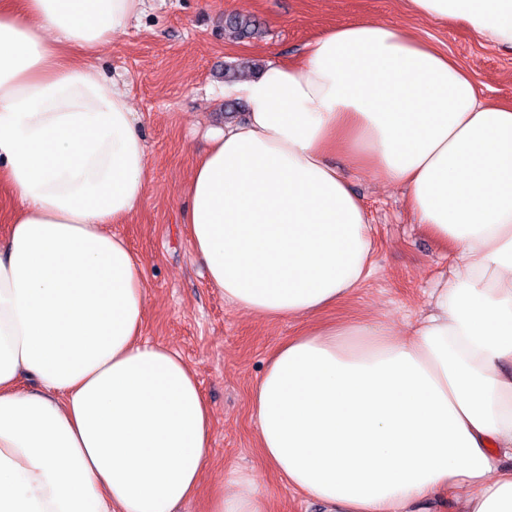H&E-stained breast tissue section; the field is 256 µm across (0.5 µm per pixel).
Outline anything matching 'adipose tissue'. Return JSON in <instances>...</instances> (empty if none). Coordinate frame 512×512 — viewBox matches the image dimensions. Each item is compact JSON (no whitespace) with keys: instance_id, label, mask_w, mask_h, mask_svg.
I'll list each match as a JSON object with an SVG mask.
<instances>
[{"instance_id":"obj_1","label":"adipose tissue","mask_w":512,"mask_h":512,"mask_svg":"<svg viewBox=\"0 0 512 512\" xmlns=\"http://www.w3.org/2000/svg\"><path fill=\"white\" fill-rule=\"evenodd\" d=\"M512 47V0H406ZM140 0H0V512H177L211 465L196 372L145 339L144 270L114 234L142 199L140 119L70 49L126 34ZM189 185L207 279L261 317L302 319L251 393L263 461L324 512H512V103L447 53L352 22L225 86ZM336 152L341 163L330 162ZM407 191L451 247L429 312L325 321L372 274L349 169ZM209 512H267L231 473Z\"/></svg>"}]
</instances>
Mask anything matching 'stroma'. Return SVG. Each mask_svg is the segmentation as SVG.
<instances>
[{"label":"stroma","instance_id":"1","mask_svg":"<svg viewBox=\"0 0 512 512\" xmlns=\"http://www.w3.org/2000/svg\"><path fill=\"white\" fill-rule=\"evenodd\" d=\"M228 14L256 18L261 35L229 39ZM355 21L392 25L430 43L454 57L487 96L512 101V49L421 18L403 0H143L127 34L86 55L139 112L148 149L144 197L126 222L112 227L144 262L143 334L196 369L213 412V462L200 495L181 512H206L210 496L235 471L254 479L271 512H323L318 501L288 488L262 461L250 402L275 347L300 323L251 315L210 287L189 240L188 187L197 159L210 147L208 130L225 122V65L297 62L315 37ZM350 187L372 226L374 271L329 316H383L407 328L425 313L434 282L449 268L450 252L414 223L402 189L360 172L351 174Z\"/></svg>","mask_w":512,"mask_h":512}]
</instances>
